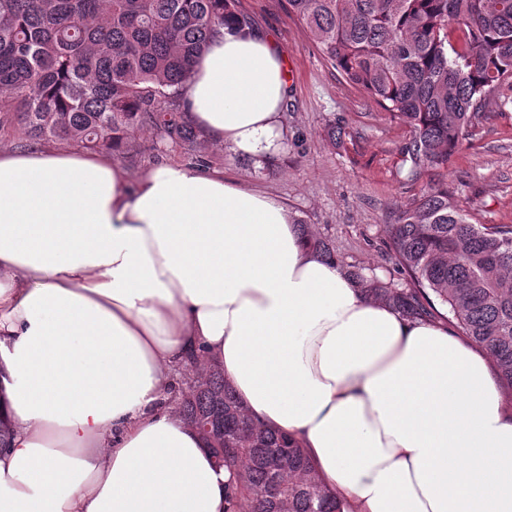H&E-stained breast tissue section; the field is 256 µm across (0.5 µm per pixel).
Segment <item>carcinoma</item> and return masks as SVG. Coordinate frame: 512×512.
<instances>
[{
    "instance_id": "1",
    "label": "carcinoma",
    "mask_w": 512,
    "mask_h": 512,
    "mask_svg": "<svg viewBox=\"0 0 512 512\" xmlns=\"http://www.w3.org/2000/svg\"><path fill=\"white\" fill-rule=\"evenodd\" d=\"M322 57L409 128L408 175L448 169L490 102L512 106V0H287ZM236 24L232 0H0V115L29 138L124 153L149 128L164 147L209 163L184 117L201 47ZM308 246L331 243L295 221ZM393 276L348 270L368 299L454 324L490 353L512 389V226L478 225L432 182L389 225ZM182 394L185 423L224 415L226 512H342L304 449L253 421L213 360Z\"/></svg>"
}]
</instances>
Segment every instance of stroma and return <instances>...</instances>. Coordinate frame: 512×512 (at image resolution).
Instances as JSON below:
<instances>
[{"label":"stroma","instance_id":"35a3bbf8","mask_svg":"<svg viewBox=\"0 0 512 512\" xmlns=\"http://www.w3.org/2000/svg\"><path fill=\"white\" fill-rule=\"evenodd\" d=\"M239 13L265 30L287 59L292 93L284 108V150L272 166L210 144L211 167L282 198L295 219L333 243L340 265L386 275L387 226L418 197L429 177L407 179L410 134L362 90L327 64L285 0H235ZM344 131L331 140V127ZM137 149L119 156L131 176L167 161L188 162L180 150H160L151 132L134 136ZM455 204L474 224L512 225V108L489 106L445 175Z\"/></svg>","mask_w":512,"mask_h":512}]
</instances>
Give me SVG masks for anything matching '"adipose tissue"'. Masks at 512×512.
Wrapping results in <instances>:
<instances>
[{
	"instance_id": "adipose-tissue-1",
	"label": "adipose tissue",
	"mask_w": 512,
	"mask_h": 512,
	"mask_svg": "<svg viewBox=\"0 0 512 512\" xmlns=\"http://www.w3.org/2000/svg\"><path fill=\"white\" fill-rule=\"evenodd\" d=\"M288 90L277 44L228 28L186 117L261 167ZM201 353L345 512H512L489 353L365 299L283 199L219 169L1 148L0 512H224L227 474L165 404Z\"/></svg>"
}]
</instances>
